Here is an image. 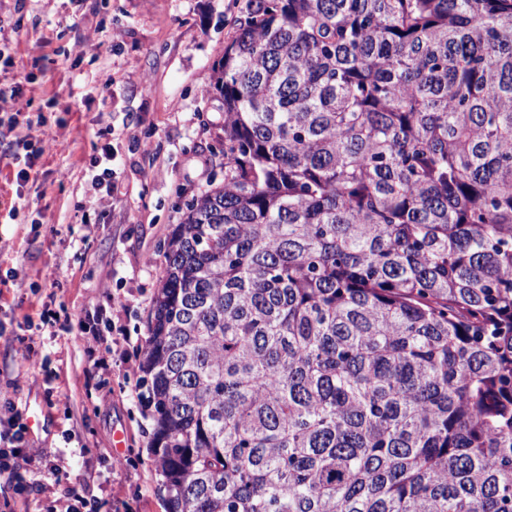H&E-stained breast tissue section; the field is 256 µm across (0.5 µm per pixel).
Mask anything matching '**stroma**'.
Wrapping results in <instances>:
<instances>
[{"instance_id": "obj_1", "label": "stroma", "mask_w": 512, "mask_h": 512, "mask_svg": "<svg viewBox=\"0 0 512 512\" xmlns=\"http://www.w3.org/2000/svg\"><path fill=\"white\" fill-rule=\"evenodd\" d=\"M0 0L9 40L0 82L19 85V123L56 134L37 178L17 184L0 160V417L16 406L24 448L0 475V512H59L70 488L99 512H165L148 448L139 363H112L87 379L92 332L107 343L146 339L164 258L191 193L207 186L224 147V114L204 94L245 0ZM99 52H81L86 37ZM111 151V205L84 192L93 161ZM125 296L121 330L108 329L111 298ZM70 328L30 332L43 309ZM123 431L122 451L112 447Z\"/></svg>"}]
</instances>
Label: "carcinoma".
<instances>
[{
    "label": "carcinoma",
    "mask_w": 512,
    "mask_h": 512,
    "mask_svg": "<svg viewBox=\"0 0 512 512\" xmlns=\"http://www.w3.org/2000/svg\"><path fill=\"white\" fill-rule=\"evenodd\" d=\"M163 243L167 512H512V0H246Z\"/></svg>",
    "instance_id": "carcinoma-1"
}]
</instances>
